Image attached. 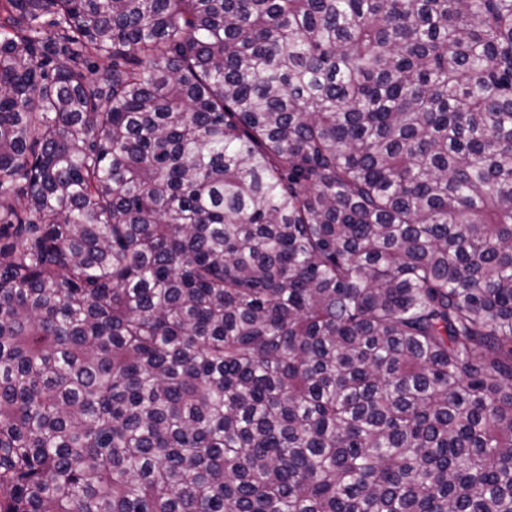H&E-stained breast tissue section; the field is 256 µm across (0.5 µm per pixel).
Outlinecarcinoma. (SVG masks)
<instances>
[{"label":"carcinoma","mask_w":512,"mask_h":512,"mask_svg":"<svg viewBox=\"0 0 512 512\" xmlns=\"http://www.w3.org/2000/svg\"><path fill=\"white\" fill-rule=\"evenodd\" d=\"M0 512H512V0H0Z\"/></svg>","instance_id":"carcinoma-1"}]
</instances>
